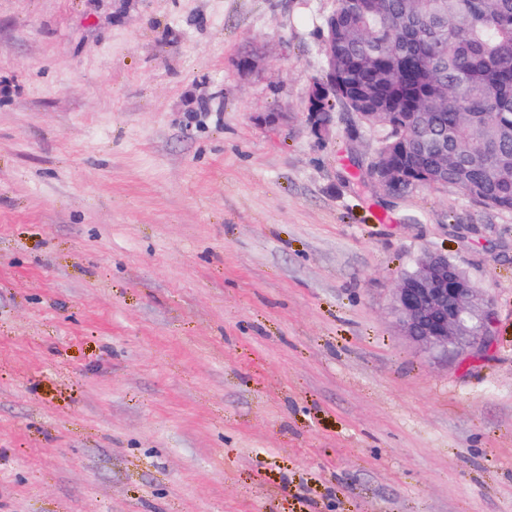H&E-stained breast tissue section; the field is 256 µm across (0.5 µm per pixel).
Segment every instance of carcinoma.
Masks as SVG:
<instances>
[{
	"label": "carcinoma",
	"mask_w": 512,
	"mask_h": 512,
	"mask_svg": "<svg viewBox=\"0 0 512 512\" xmlns=\"http://www.w3.org/2000/svg\"><path fill=\"white\" fill-rule=\"evenodd\" d=\"M308 112L353 114L373 165L512 212V0H332Z\"/></svg>",
	"instance_id": "cac0c4a2"
}]
</instances>
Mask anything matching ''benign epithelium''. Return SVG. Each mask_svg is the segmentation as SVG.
Listing matches in <instances>:
<instances>
[{
  "mask_svg": "<svg viewBox=\"0 0 512 512\" xmlns=\"http://www.w3.org/2000/svg\"><path fill=\"white\" fill-rule=\"evenodd\" d=\"M335 121L333 112L307 113L310 132L319 142L331 134ZM416 264V271L401 276L393 294L399 332L430 353L450 348L478 353L490 346L493 316L479 289L448 268L445 253H426Z\"/></svg>",
  "mask_w": 512,
  "mask_h": 512,
  "instance_id": "7a95c632",
  "label": "benign epithelium"
}]
</instances>
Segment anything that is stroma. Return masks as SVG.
<instances>
[{
    "mask_svg": "<svg viewBox=\"0 0 512 512\" xmlns=\"http://www.w3.org/2000/svg\"><path fill=\"white\" fill-rule=\"evenodd\" d=\"M330 6L0 0V512H512V213L315 140ZM426 251L485 351L397 331Z\"/></svg>",
    "mask_w": 512,
    "mask_h": 512,
    "instance_id": "35a3bbf8",
    "label": "stroma"
}]
</instances>
